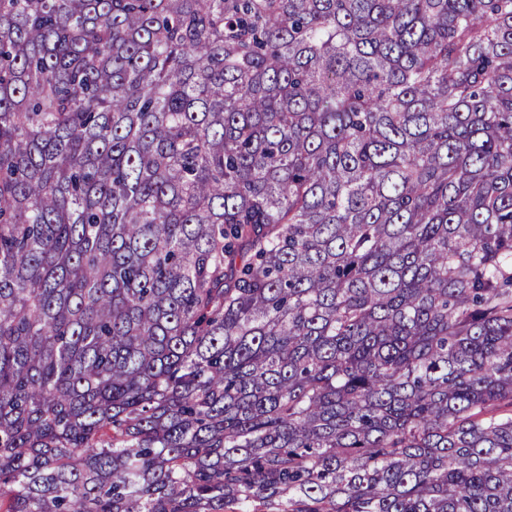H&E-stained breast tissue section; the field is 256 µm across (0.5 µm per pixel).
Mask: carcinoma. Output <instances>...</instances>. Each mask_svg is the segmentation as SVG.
Masks as SVG:
<instances>
[{"instance_id":"cac0c4a2","label":"carcinoma","mask_w":512,"mask_h":512,"mask_svg":"<svg viewBox=\"0 0 512 512\" xmlns=\"http://www.w3.org/2000/svg\"><path fill=\"white\" fill-rule=\"evenodd\" d=\"M0 512H512V0H0Z\"/></svg>"}]
</instances>
